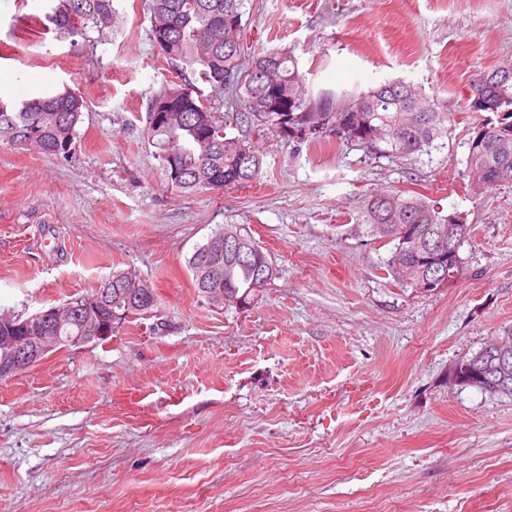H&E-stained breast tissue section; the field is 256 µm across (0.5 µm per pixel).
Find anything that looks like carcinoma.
<instances>
[{
  "label": "carcinoma",
  "mask_w": 512,
  "mask_h": 512,
  "mask_svg": "<svg viewBox=\"0 0 512 512\" xmlns=\"http://www.w3.org/2000/svg\"><path fill=\"white\" fill-rule=\"evenodd\" d=\"M113 2L57 0L45 18L57 34L73 37L89 27L109 26ZM149 12L153 44L195 78L191 83L168 84L151 100L156 104L167 96L189 94L184 118L167 122L154 110L147 112L154 156L167 188L176 192L210 190L214 184L231 188L256 180L262 158L252 146V136L269 130L313 142L335 136L389 157L421 152L448 131V113L438 111L404 82L381 83L341 104L328 95L313 98L291 54L265 51L253 58L250 68H243L241 0H149ZM199 81L214 89L241 90V109L213 112L195 86ZM490 93L500 101L496 111L466 105L472 113H488L479 128L484 137L467 143L466 173L475 191L499 183L500 169L512 172V80ZM84 109V99L69 90L19 103L0 100V145L20 149L30 139L41 153L65 158L74 146ZM233 130L238 134H231ZM177 168L183 171L179 179L173 176ZM366 224L373 235L393 245L388 268L403 286L419 289L430 282L435 289L445 288L463 273L460 262L449 270L428 264L429 246L449 224L448 216L425 197L401 192L372 195L366 204ZM214 237L224 239V308L244 307L272 280L276 268L246 228L226 224ZM200 250L195 247L188 268L205 299L198 278ZM96 295L104 320L114 324L148 319L158 304L150 283L141 280L134 288L129 276L115 274L91 293L70 299L74 310L63 322L49 320L62 339L82 335L80 305ZM13 319L0 314V356L6 337L17 335ZM499 377L489 376L481 391L512 397V370L509 389L495 386Z\"/></svg>",
  "instance_id": "1"
}]
</instances>
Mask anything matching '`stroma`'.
<instances>
[{
    "mask_svg": "<svg viewBox=\"0 0 512 512\" xmlns=\"http://www.w3.org/2000/svg\"><path fill=\"white\" fill-rule=\"evenodd\" d=\"M149 0L111 28L46 32L48 0H0V99L71 90L68 159L0 146V312L29 316L115 273L156 314L0 379V512H512V397L449 388L461 358L512 329V182L466 176L474 73L512 61V0H243V62L294 55L312 96L410 82L449 117L425 152L270 132L258 180L167 189L152 97L178 74ZM409 191L471 226L464 273L423 292L386 270L370 195ZM227 224L277 273L227 311L187 270Z\"/></svg>",
    "mask_w": 512,
    "mask_h": 512,
    "instance_id": "1",
    "label": "stroma"
}]
</instances>
